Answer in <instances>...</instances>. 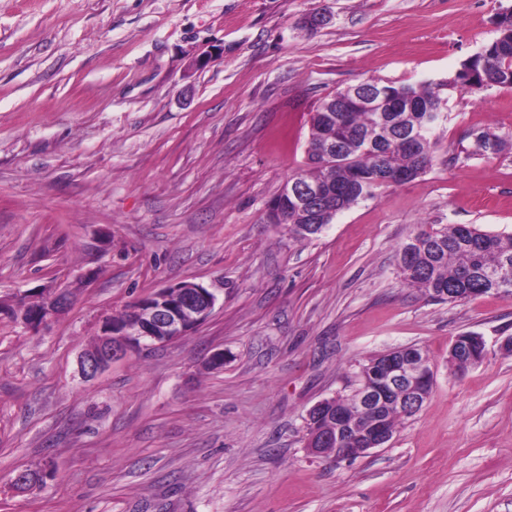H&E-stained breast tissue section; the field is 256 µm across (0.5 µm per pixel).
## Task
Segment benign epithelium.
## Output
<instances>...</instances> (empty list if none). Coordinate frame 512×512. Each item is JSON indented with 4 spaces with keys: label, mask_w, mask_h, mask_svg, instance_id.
<instances>
[{
    "label": "benign epithelium",
    "mask_w": 512,
    "mask_h": 512,
    "mask_svg": "<svg viewBox=\"0 0 512 512\" xmlns=\"http://www.w3.org/2000/svg\"><path fill=\"white\" fill-rule=\"evenodd\" d=\"M349 96L368 109L379 112H402L401 103H384L375 93L349 89ZM336 194L326 192L317 184L294 179L284 184L279 195L268 202L264 216L269 224H279L292 208L310 224L320 223L321 216L335 210ZM45 309L21 316L30 327H38L55 316L67 305L66 294L43 289ZM217 298L201 283L183 281L161 288L136 301L131 307L105 316L101 334L96 336L81 356V369L85 376L93 377L123 358L128 352L148 344L167 343L189 334L212 313ZM468 359L474 364L481 361L485 341L472 336L465 341ZM434 373L425 359L418 358L406 348L390 352L379 364L371 379H354V388L348 393L338 392L316 403L307 418L334 415L335 432L306 440L305 447L315 457L323 456V446L335 445L332 456L337 460H350L388 443L394 434L380 415L381 407L391 400L414 409L424 390L433 385ZM352 403L367 420L362 427L345 420L343 406Z\"/></svg>",
    "instance_id": "benign-epithelium-1"
}]
</instances>
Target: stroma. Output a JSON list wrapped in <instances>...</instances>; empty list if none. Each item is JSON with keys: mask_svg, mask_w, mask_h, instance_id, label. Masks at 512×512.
<instances>
[{"mask_svg": "<svg viewBox=\"0 0 512 512\" xmlns=\"http://www.w3.org/2000/svg\"><path fill=\"white\" fill-rule=\"evenodd\" d=\"M509 7L0 0V512H512V296L434 302L396 260L422 224L512 233V147L469 137L512 144V89L452 92L426 174L318 237L264 220L322 98L445 83ZM181 281L215 292L204 323L84 377L105 314ZM43 285L68 306L30 329L14 311ZM466 333L485 356L449 370ZM413 345L434 370L421 410L366 456L310 455L308 410ZM473 139V153L482 156H494L506 149L507 143L490 129L473 131L469 134Z\"/></svg>", "mask_w": 512, "mask_h": 512, "instance_id": "stroma-1", "label": "stroma"}]
</instances>
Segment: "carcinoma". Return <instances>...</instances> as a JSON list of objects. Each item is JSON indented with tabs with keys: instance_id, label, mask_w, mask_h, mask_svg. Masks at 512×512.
<instances>
[{
	"instance_id": "carcinoma-1",
	"label": "carcinoma",
	"mask_w": 512,
	"mask_h": 512,
	"mask_svg": "<svg viewBox=\"0 0 512 512\" xmlns=\"http://www.w3.org/2000/svg\"><path fill=\"white\" fill-rule=\"evenodd\" d=\"M497 36L483 49L465 59L453 77L443 85H413L410 83H359L363 89L382 91L390 98L409 97L417 108L404 112L402 124L420 130L421 142L413 152L397 143V129L391 126V113L350 108L347 127L339 133L338 149L325 150L323 132L326 105L333 100L347 99L341 89L324 97L310 115V136L307 161L298 175L303 178L336 186L354 176L361 180L359 192L341 199L336 211L310 228L302 215L292 209L284 219L289 237L302 241L318 235L341 212L359 200L372 197L390 184L388 174L406 170L414 181L431 166L437 146L436 125L424 122L428 112L443 111L442 88L449 90L471 87L484 80L501 87L512 88V9L499 13L495 19ZM473 153L494 156L506 149L507 143L490 129L473 131ZM414 264L400 272L403 283L418 288L436 301H460L472 295L495 292L512 295V277L505 289H494L490 275L501 270L512 273V235L492 234L467 224L420 225L413 235Z\"/></svg>"
}]
</instances>
